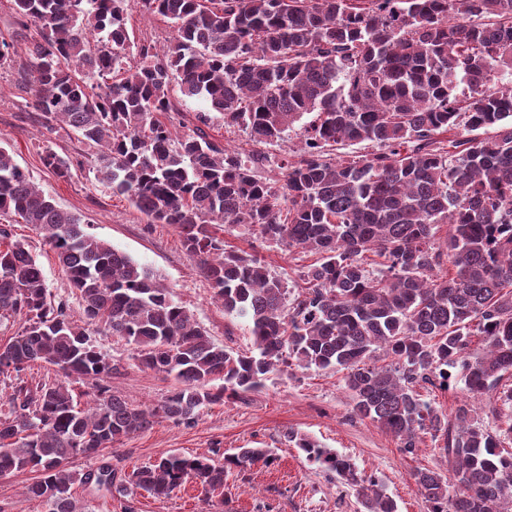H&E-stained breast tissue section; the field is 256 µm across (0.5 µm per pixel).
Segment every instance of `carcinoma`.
<instances>
[{
	"instance_id": "1",
	"label": "carcinoma",
	"mask_w": 512,
	"mask_h": 512,
	"mask_svg": "<svg viewBox=\"0 0 512 512\" xmlns=\"http://www.w3.org/2000/svg\"><path fill=\"white\" fill-rule=\"evenodd\" d=\"M35 35L24 54L0 40V70L15 72L40 125H64L90 155L104 191L126 197L150 224H169L197 260L224 315L246 317L247 350L216 345L144 265L87 232L82 219L40 191L0 146V216L43 234L83 308L74 323L48 288L37 258L0 228V376L15 377L0 418V477L34 474L23 495L45 512H78L74 485L125 499L141 489L166 498L188 482L206 494L257 463L268 448L216 459L168 454L117 476L95 456L164 418L190 428L204 410L262 389L292 367L343 373L351 413L399 439L408 453L426 431L444 439L460 492L421 469L414 480L431 512H512V451L471 422L455 423L420 398L421 382L512 402V0H13ZM175 24L158 49L130 52L135 4ZM203 98L208 109L179 135L170 99ZM250 142L303 146L274 157L212 137L211 113ZM494 129L479 137L471 132ZM458 131L453 142L441 138ZM364 143L365 155L337 150ZM60 179L85 157L45 147ZM275 167L281 178L261 172ZM440 224L450 225L444 241ZM246 226L268 242L316 256L291 295L288 279L259 259L224 248V232ZM382 258L365 266L364 254ZM103 326L133 345L134 359L174 385L153 407L100 384L120 365L91 340ZM483 337L479 354L471 337ZM382 351L386 364L379 363ZM41 362L93 381L90 402L53 382L20 378ZM288 442L357 488L366 512H396L378 479L306 434Z\"/></svg>"
}]
</instances>
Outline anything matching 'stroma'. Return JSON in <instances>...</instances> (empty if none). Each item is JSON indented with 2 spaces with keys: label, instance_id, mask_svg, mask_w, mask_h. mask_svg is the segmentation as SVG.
<instances>
[{
  "label": "stroma",
  "instance_id": "stroma-1",
  "mask_svg": "<svg viewBox=\"0 0 512 512\" xmlns=\"http://www.w3.org/2000/svg\"><path fill=\"white\" fill-rule=\"evenodd\" d=\"M49 144L61 154L74 155L84 149L66 131L50 133L43 129L16 75L0 70V145L12 150L16 163L32 181L62 208L88 221L91 233L151 269L216 344L233 349L250 347V321L225 316L178 232L165 224L146 223L126 199L102 192L91 170H83L68 181L58 179L42 162L43 149ZM9 230L26 240L42 266L50 291L67 299L73 319L81 320L79 303L72 298L70 283L53 251L26 225L13 224ZM224 240L233 248L256 254L273 272L291 281L315 261L307 253L262 245L243 227L225 234ZM95 342L123 366L122 373L110 382L113 394L136 405L154 406L161 401L170 381L139 367L125 340L99 335ZM291 431L312 436L322 446L350 459L362 475L378 478L395 501L397 512H429V504L413 478L416 470L437 468L444 475L452 473L443 439L421 435L416 451L405 453L398 440L377 424L352 416L341 374L300 368L288 375H271L264 388L243 398L211 406L195 427L162 420L105 449L103 455L126 473L170 453L194 455L216 449L224 455L257 447L273 449L277 457L272 466L257 464L229 473L223 489L210 495L192 483L164 499L135 490V512H366L355 487L323 471L287 442Z\"/></svg>",
  "mask_w": 512,
  "mask_h": 512
}]
</instances>
